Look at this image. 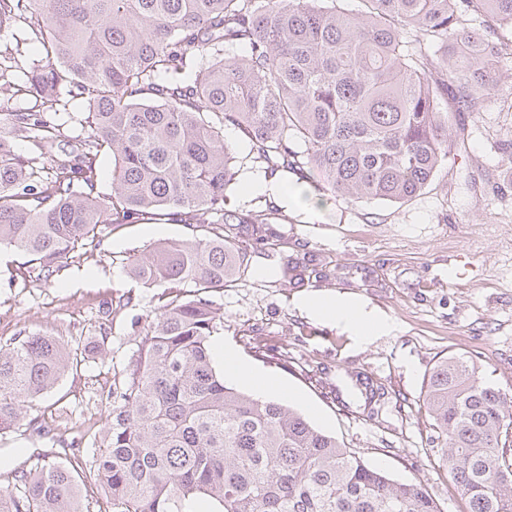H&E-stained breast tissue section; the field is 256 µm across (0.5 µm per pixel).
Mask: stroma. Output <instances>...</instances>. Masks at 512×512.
<instances>
[{"label": "stroma", "mask_w": 512, "mask_h": 512, "mask_svg": "<svg viewBox=\"0 0 512 512\" xmlns=\"http://www.w3.org/2000/svg\"><path fill=\"white\" fill-rule=\"evenodd\" d=\"M512 98L502 78L478 112L439 109L464 126L447 162L410 201H350L310 175L307 198L279 224L232 227L228 240L244 271L207 297L224 315L218 337L242 361L291 390L289 405L399 481H420L441 512L468 505L428 437L431 420L419 402L435 362L460 355L479 375L512 394ZM230 208L264 205L265 175L238 134ZM200 224L107 226L96 247L73 252L44 279L27 254L0 249V344L29 334L58 336L71 346L105 335L104 354H79L78 365L35 402L27 422L0 433V485L31 468L50 448L87 461L101 449L98 433L145 329L174 297L192 287L148 286L129 276V260L158 243L205 237ZM359 298L391 323L388 335L364 343L337 321L303 310L309 294ZM371 378L387 394L372 415L358 381Z\"/></svg>", "instance_id": "1"}]
</instances>
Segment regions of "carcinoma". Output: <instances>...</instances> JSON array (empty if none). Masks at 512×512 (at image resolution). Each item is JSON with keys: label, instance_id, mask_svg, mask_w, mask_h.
Here are the masks:
<instances>
[{"label": "carcinoma", "instance_id": "1", "mask_svg": "<svg viewBox=\"0 0 512 512\" xmlns=\"http://www.w3.org/2000/svg\"><path fill=\"white\" fill-rule=\"evenodd\" d=\"M0 0V29L43 47L29 87L52 110L88 105L90 135L56 157L59 128L38 112L0 117V247L31 257L45 280L106 224H215L211 237L161 242L130 260L144 284L197 289L163 305L112 393L92 467L112 512H441L419 483L399 482L289 405L217 374L211 338L224 315L202 297L241 270L222 230L278 224L269 202L226 208L237 129L271 178L323 171L348 200L404 203L424 191L460 134L438 111L478 112L503 75L512 0ZM481 20L480 28L466 18ZM25 139L34 155L15 141ZM112 154V194L96 192ZM41 158L52 174L37 176ZM73 364L65 342L0 345V430L13 428ZM423 405L431 443L468 512H512V396L474 362L440 358ZM0 487V512H84L79 474L60 452Z\"/></svg>", "mask_w": 512, "mask_h": 512}]
</instances>
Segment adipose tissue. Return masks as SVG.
Listing matches in <instances>:
<instances>
[{
  "label": "adipose tissue",
  "instance_id": "1",
  "mask_svg": "<svg viewBox=\"0 0 512 512\" xmlns=\"http://www.w3.org/2000/svg\"><path fill=\"white\" fill-rule=\"evenodd\" d=\"M303 307L314 316L337 319L346 324L356 335L369 340L390 332L387 318L379 311L367 308L359 299L341 294L304 298Z\"/></svg>",
  "mask_w": 512,
  "mask_h": 512
}]
</instances>
